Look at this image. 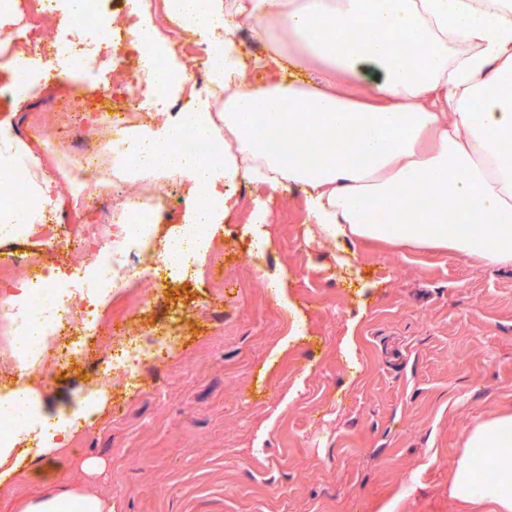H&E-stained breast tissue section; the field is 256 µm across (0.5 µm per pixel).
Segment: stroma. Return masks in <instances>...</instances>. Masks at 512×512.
<instances>
[{
	"instance_id": "35a3bbf8",
	"label": "stroma",
	"mask_w": 512,
	"mask_h": 512,
	"mask_svg": "<svg viewBox=\"0 0 512 512\" xmlns=\"http://www.w3.org/2000/svg\"><path fill=\"white\" fill-rule=\"evenodd\" d=\"M40 92L95 131L68 69ZM304 201L231 197L213 247L162 271L136 316L177 333L170 357L107 389L55 457L0 466V512L52 492L112 512H470L450 474L467 432L512 412V264L359 241L344 268ZM262 208L287 223L259 225ZM11 252L73 270L62 246L0 240ZM84 342L90 359L35 391L48 421L95 379L103 353Z\"/></svg>"
}]
</instances>
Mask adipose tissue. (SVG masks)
<instances>
[{
    "label": "adipose tissue",
    "instance_id": "1",
    "mask_svg": "<svg viewBox=\"0 0 512 512\" xmlns=\"http://www.w3.org/2000/svg\"><path fill=\"white\" fill-rule=\"evenodd\" d=\"M168 10L222 39L211 72L224 121L210 100L161 128L130 127L115 168L131 178L191 183L192 223L224 207L220 182L304 186L324 238L368 239L512 263V0H166ZM267 47L263 79L240 80L241 22ZM464 41L466 52L448 47ZM326 66L322 79L285 78L297 47ZM423 64L410 62L413 50ZM377 76L363 80L365 66ZM295 111H287L285 103ZM223 136L207 165L184 142ZM487 449L497 475L480 477ZM453 497L512 512V413L477 424L451 478Z\"/></svg>",
    "mask_w": 512,
    "mask_h": 512
}]
</instances>
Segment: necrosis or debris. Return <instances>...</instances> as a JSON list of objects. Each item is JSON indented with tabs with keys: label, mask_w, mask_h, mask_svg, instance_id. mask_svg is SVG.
Segmentation results:
<instances>
[{
	"label": "necrosis or debris",
	"mask_w": 512,
	"mask_h": 512,
	"mask_svg": "<svg viewBox=\"0 0 512 512\" xmlns=\"http://www.w3.org/2000/svg\"><path fill=\"white\" fill-rule=\"evenodd\" d=\"M61 0H0V23L12 31L11 38L0 37V65L12 76L10 96H32L37 91L32 60L34 56L66 58L82 75L84 85L99 90L102 73H117L123 88L116 110L100 107L99 126L104 136L91 141L80 123L67 120L54 125L53 115H35L28 128L43 137L48 153L60 158L52 175L60 191L69 193L75 209L106 208L115 221L111 224H78L64 229L56 224H13L12 237H32L42 242L63 239L72 253L92 255L90 279L62 277L43 271L30 277L35 257L20 255L0 263V284L26 292L23 303L0 295V371L22 376L39 375L48 381L51 369L70 365L85 357L84 349L71 345L77 333L99 326L90 306L99 305L110 293L132 297L145 305L153 287L159 286V266L165 257H176L183 243L204 239L207 225H187L178 237L156 247L159 216L166 208L181 202L180 181L141 179L134 185L116 187L105 161L120 146L121 135L140 119L148 103L163 98L144 66L116 67L122 32L103 24L94 15L62 23ZM185 22L168 18L155 38L163 46L185 54L188 60L175 75V81L202 89V68L211 67L218 49L212 42L191 43L186 39ZM138 209L144 221L121 224L117 218L128 209ZM114 353L100 374L102 382L125 378L142 365L168 356L172 344L161 337L143 333L137 336H110L105 341ZM41 419L33 400H26L21 411L0 407V446L17 447L21 437L40 430Z\"/></svg>",
	"instance_id": "1"
}]
</instances>
